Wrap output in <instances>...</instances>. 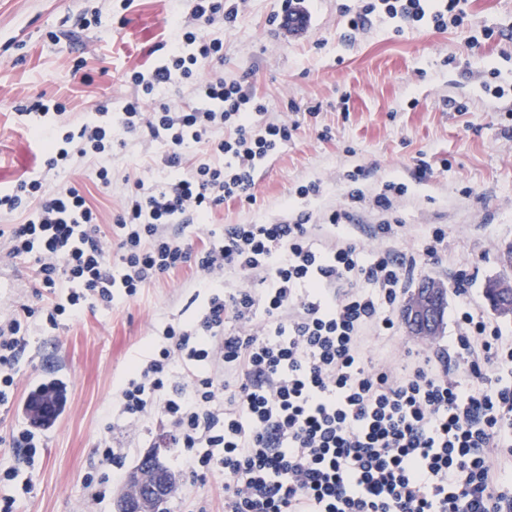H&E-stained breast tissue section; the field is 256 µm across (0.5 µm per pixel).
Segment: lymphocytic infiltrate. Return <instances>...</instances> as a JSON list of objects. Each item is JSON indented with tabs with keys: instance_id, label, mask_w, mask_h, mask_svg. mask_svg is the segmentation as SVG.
<instances>
[{
	"instance_id": "lymphocytic-infiltrate-1",
	"label": "lymphocytic infiltrate",
	"mask_w": 512,
	"mask_h": 512,
	"mask_svg": "<svg viewBox=\"0 0 512 512\" xmlns=\"http://www.w3.org/2000/svg\"><path fill=\"white\" fill-rule=\"evenodd\" d=\"M244 0H187L174 44L163 60L126 78L134 96L118 112L53 138L44 170L0 192V212L23 213L11 225L6 255L33 259L48 296L39 307L0 322V408L16 403V367L33 323L58 328L87 307L111 306L179 267H193L209 303L188 321L163 323L164 345L129 371L116 394L109 431L157 419L158 442L175 449L193 480L224 477V512H512V340L466 302L458 278L451 343L466 372H450L441 355L407 356L398 369L366 359L367 329L393 332L394 313L413 259L365 254L331 212L330 240L310 217L272 224H228L203 246L168 233L198 224L224 201H253L255 172L292 137L288 124H260L264 106L241 81L199 80L205 63L223 57L221 40L202 29L234 26ZM467 0H379L348 20L364 29L375 9L436 30L458 24ZM190 86L195 104L156 101L160 89ZM141 132L164 149L174 181H135L104 233L100 214L63 181L47 188L46 171L112 151L114 132ZM351 175L352 202L371 201L383 219L376 237L398 236L386 220L402 185L366 196ZM259 277L262 286L229 288L226 272ZM105 467L88 481L80 512H92L105 484L124 480L123 449L102 438Z\"/></svg>"
}]
</instances>
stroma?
<instances>
[{
    "label": "stroma",
    "instance_id": "35a3bbf8",
    "mask_svg": "<svg viewBox=\"0 0 512 512\" xmlns=\"http://www.w3.org/2000/svg\"><path fill=\"white\" fill-rule=\"evenodd\" d=\"M355 0H306L311 23L293 32L271 24L281 0H246L235 27L209 26L224 43L225 78L244 82L264 104L260 123L291 121L297 128L282 151L255 173L254 203L229 200L208 224L185 228L202 245L208 226L278 220L286 206L312 214L349 205L346 172L362 169L366 193L389 181L405 185L394 211L404 224L399 238L372 236L380 220L369 208L353 210L349 222L365 251L389 249L414 257L409 288L431 278L454 285L468 280L471 307L490 309L483 298L487 277L503 273V252L512 245V0H470L460 26L437 32L425 26L397 32V20L374 17L366 30L350 33L345 9ZM178 0H0V189H9L48 156L15 108L41 97L62 102L72 126L91 118L97 105L121 103L134 88L127 71L153 67L169 50L171 16ZM494 30L483 39V28ZM479 43H471V35ZM160 145L125 134L104 163L112 187L98 185L94 168L73 162L68 180L80 187L112 229V214L126 181L165 179L153 158ZM429 170L420 173V162ZM318 181L320 196L296 198L298 186ZM445 239L437 259L424 254L434 228ZM194 268L170 272L131 298L86 310L52 329L33 327L17 367L18 400L36 386L61 381L64 401L44 432L34 468L23 452L0 444V472L18 471L9 491L18 512H77L87 494L86 479L103 466L95 450L108 421L106 411L128 370L159 349L157 321L188 318L205 304ZM31 261L0 259V321L36 304ZM459 298L448 295L442 333L426 340L398 324L395 335L368 331L363 347L374 363L396 366L406 352L447 349L459 327ZM165 425L152 421L116 431L132 472ZM174 471L177 494L166 512H182L181 497L206 498L215 512L224 505V478L216 473L190 483L178 472L175 452L159 449Z\"/></svg>",
    "mask_w": 512,
    "mask_h": 512
}]
</instances>
